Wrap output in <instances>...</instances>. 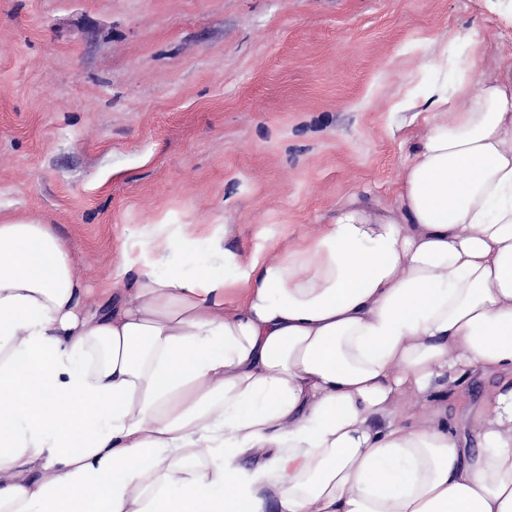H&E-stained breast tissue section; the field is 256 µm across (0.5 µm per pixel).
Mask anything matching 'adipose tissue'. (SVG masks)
Listing matches in <instances>:
<instances>
[{
    "mask_svg": "<svg viewBox=\"0 0 512 512\" xmlns=\"http://www.w3.org/2000/svg\"><path fill=\"white\" fill-rule=\"evenodd\" d=\"M458 69L394 203L283 248L146 224L91 304L51 226L0 213V512H512V63Z\"/></svg>",
    "mask_w": 512,
    "mask_h": 512,
    "instance_id": "obj_1",
    "label": "adipose tissue"
}]
</instances>
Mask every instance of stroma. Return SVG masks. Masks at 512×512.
<instances>
[{
	"label": "stroma",
	"instance_id": "35a3bbf8",
	"mask_svg": "<svg viewBox=\"0 0 512 512\" xmlns=\"http://www.w3.org/2000/svg\"><path fill=\"white\" fill-rule=\"evenodd\" d=\"M496 76L512 0H0V211L39 217L87 287L141 225H225L248 256L393 203L438 48Z\"/></svg>",
	"mask_w": 512,
	"mask_h": 512
}]
</instances>
